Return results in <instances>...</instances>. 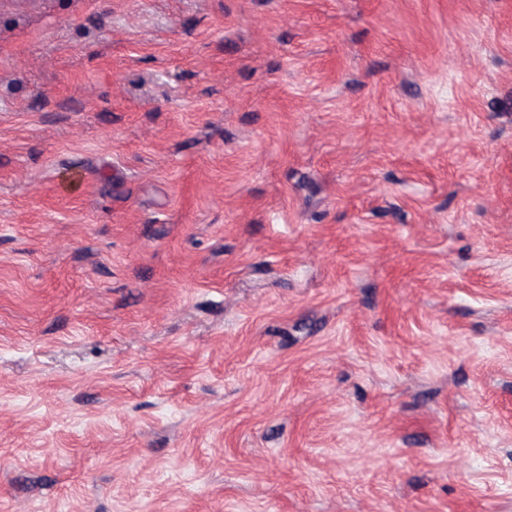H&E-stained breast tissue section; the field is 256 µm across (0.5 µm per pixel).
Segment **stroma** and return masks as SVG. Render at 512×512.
Instances as JSON below:
<instances>
[{
	"label": "stroma",
	"instance_id": "35a3bbf8",
	"mask_svg": "<svg viewBox=\"0 0 512 512\" xmlns=\"http://www.w3.org/2000/svg\"><path fill=\"white\" fill-rule=\"evenodd\" d=\"M0 512H512V0H0Z\"/></svg>",
	"mask_w": 512,
	"mask_h": 512
}]
</instances>
